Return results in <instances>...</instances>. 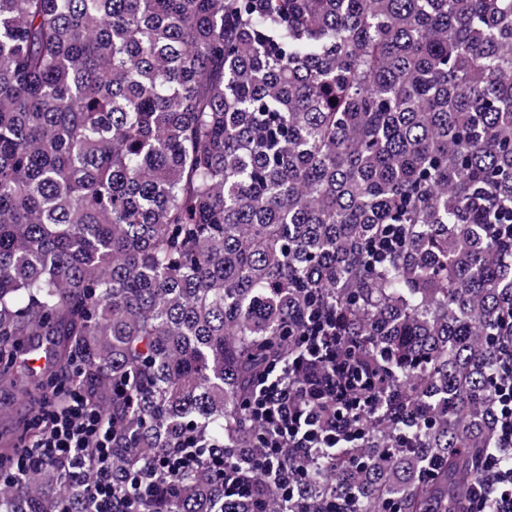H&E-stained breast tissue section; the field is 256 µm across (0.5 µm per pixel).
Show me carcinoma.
Wrapping results in <instances>:
<instances>
[{
  "label": "carcinoma",
  "instance_id": "1",
  "mask_svg": "<svg viewBox=\"0 0 512 512\" xmlns=\"http://www.w3.org/2000/svg\"><path fill=\"white\" fill-rule=\"evenodd\" d=\"M512 0H0V383L46 337L134 440L224 430L329 315L377 407L338 512H461L512 325ZM206 466L145 512H317ZM0 512H86L47 463Z\"/></svg>",
  "mask_w": 512,
  "mask_h": 512
}]
</instances>
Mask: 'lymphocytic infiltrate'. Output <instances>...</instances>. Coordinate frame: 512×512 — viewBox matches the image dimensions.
<instances>
[{
	"label": "lymphocytic infiltrate",
	"instance_id": "1",
	"mask_svg": "<svg viewBox=\"0 0 512 512\" xmlns=\"http://www.w3.org/2000/svg\"><path fill=\"white\" fill-rule=\"evenodd\" d=\"M291 356L273 378L249 401L248 407L263 426V452L255 466L272 474L283 502L294 498L297 486L321 476L331 457L345 456L362 430L336 401V372L331 358L336 339L318 332H301L290 339ZM497 437L482 458L481 477L469 489L467 512H512V353L499 363ZM41 436L24 444L11 467V478H21L46 463L62 464L66 482L81 493L89 512H143V504L177 477L190 475L200 462L224 483L225 496L240 494L245 484L220 439L208 447L188 441L163 455L143 461L140 471L123 480L112 476V450L118 437L112 423L85 397L79 384L70 388V403L59 413L39 421ZM92 467L93 482L80 474Z\"/></svg>",
	"mask_w": 512,
	"mask_h": 512
}]
</instances>
